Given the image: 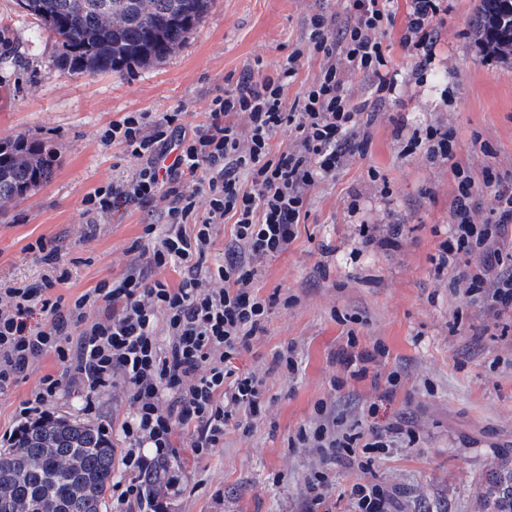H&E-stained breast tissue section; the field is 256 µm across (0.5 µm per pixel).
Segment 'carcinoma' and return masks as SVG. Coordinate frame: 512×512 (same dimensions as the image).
<instances>
[{"label": "carcinoma", "instance_id": "obj_1", "mask_svg": "<svg viewBox=\"0 0 512 512\" xmlns=\"http://www.w3.org/2000/svg\"><path fill=\"white\" fill-rule=\"evenodd\" d=\"M212 0H19L26 15L58 38L60 59L73 70L112 73L166 59L201 24ZM485 49L512 46V0H479L475 19ZM0 143L28 144L12 162L0 198L35 189L53 173L55 151L24 135ZM114 453L94 428L49 420L28 427L0 452V512H102ZM495 512H512V469L488 479Z\"/></svg>", "mask_w": 512, "mask_h": 512}]
</instances>
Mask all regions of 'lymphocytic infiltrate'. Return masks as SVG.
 I'll return each mask as SVG.
<instances>
[{
	"label": "lymphocytic infiltrate",
	"instance_id": "f902f5d3",
	"mask_svg": "<svg viewBox=\"0 0 512 512\" xmlns=\"http://www.w3.org/2000/svg\"><path fill=\"white\" fill-rule=\"evenodd\" d=\"M442 3L409 0L399 43L417 68L431 60ZM397 11L395 0L308 10L286 62L269 74L243 71L211 97L203 122H188L179 108L155 120L129 112L112 122L100 140L121 146L127 167L84 198L81 239L92 240L116 208L138 206L148 221L144 240L129 248L128 269L71 299L55 297L52 289L70 273L58 248L39 240L34 249L48 268L42 283L0 287V395L43 355L54 354L61 367L23 402L22 424L49 419L50 405L66 392L91 401L112 390L126 400L113 512H168V496L182 483L172 460L186 451L208 457L223 447L229 427H248L268 413L264 372L233 365L251 350L274 304L259 295L258 268L296 238L311 191L364 156L368 129L396 91L384 40ZM314 60L317 72L288 97L300 68ZM357 77L374 87L372 107L353 99ZM281 132L290 138L282 150L272 144ZM402 153L448 164L456 183L436 274L450 275L455 292L481 301L492 318L512 311V171L486 162L476 172L461 166L450 127L414 128ZM482 192L488 204L478 202ZM227 223L233 232L224 260L211 264ZM167 270L178 273L177 285L164 278ZM317 414L291 440L321 453L322 470L306 481L315 506L329 494L327 464L388 445L383 432L356 431L326 407Z\"/></svg>",
	"mask_w": 512,
	"mask_h": 512
}]
</instances>
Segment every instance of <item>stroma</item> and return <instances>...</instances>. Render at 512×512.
Masks as SVG:
<instances>
[{"label": "stroma", "mask_w": 512, "mask_h": 512, "mask_svg": "<svg viewBox=\"0 0 512 512\" xmlns=\"http://www.w3.org/2000/svg\"><path fill=\"white\" fill-rule=\"evenodd\" d=\"M430 65L417 71L399 43L407 9L386 38L403 83L369 130L364 156L318 186L305 224L288 249L259 268L260 296L277 301L265 330L239 369L266 372L271 409L249 431L229 428L224 447L198 461L182 456L183 494L170 512H318L305 479L321 461L289 443L315 422L319 404L363 432L409 425L414 442L394 444L368 470L349 461L329 474L327 512H352L350 490L368 479L389 489L398 512H492L480 483L512 464V333L493 334L478 303L461 300L449 278H436L433 256L446 237L455 184L448 166L402 156L399 129L448 123L456 158L480 166L474 143L488 145L501 170L512 169V59L486 54L474 37L477 0H447ZM334 13L337 0H214L188 41L165 62L121 73H70L58 65L53 34L26 16L18 0H0V139L17 133L53 145L51 179L25 199L0 207V283H40L45 267L28 246L45 239L70 272L56 294L72 297L105 275L121 276L125 251L144 229L143 211L123 206L79 240L83 198L125 168L120 146L98 131L129 112L151 116L183 109L202 122L209 99L231 87L255 61L265 72L285 62L304 32L309 6ZM366 224H401L396 245L365 243ZM357 350L384 346L365 377L344 376L349 340ZM295 344L300 370L288 378L274 355ZM53 354L0 396V434L18 420L41 376L57 373ZM344 378L335 387V378ZM127 406L72 393L53 417L90 427L121 422Z\"/></svg>", "instance_id": "35a3bbf8"}]
</instances>
